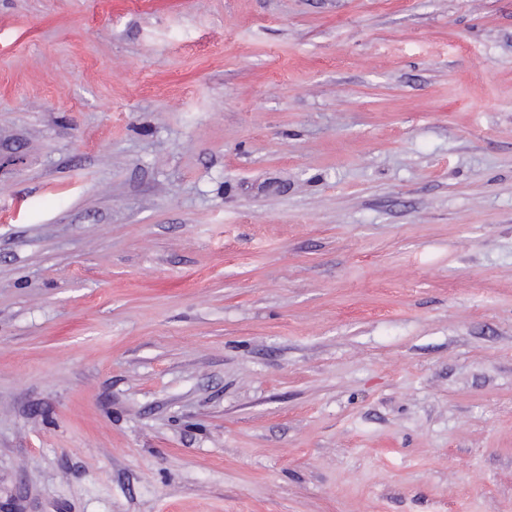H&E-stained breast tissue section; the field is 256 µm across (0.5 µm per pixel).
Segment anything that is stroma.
<instances>
[{
	"instance_id": "35a3bbf8",
	"label": "stroma",
	"mask_w": 512,
	"mask_h": 512,
	"mask_svg": "<svg viewBox=\"0 0 512 512\" xmlns=\"http://www.w3.org/2000/svg\"><path fill=\"white\" fill-rule=\"evenodd\" d=\"M0 512H512V0H0Z\"/></svg>"
}]
</instances>
